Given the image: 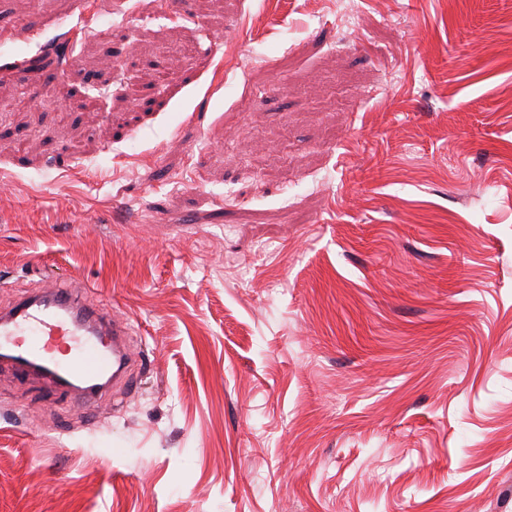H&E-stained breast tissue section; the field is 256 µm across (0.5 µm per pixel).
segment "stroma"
<instances>
[{"label": "stroma", "instance_id": "stroma-1", "mask_svg": "<svg viewBox=\"0 0 512 512\" xmlns=\"http://www.w3.org/2000/svg\"><path fill=\"white\" fill-rule=\"evenodd\" d=\"M0 96V305L144 360L0 363V512H512V0H0ZM88 288L29 292L0 311V351H9L14 372L69 392L85 407L105 398L112 384L126 385L132 360L129 323L90 301Z\"/></svg>", "mask_w": 512, "mask_h": 512}]
</instances>
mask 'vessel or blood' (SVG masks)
<instances>
[{
  "instance_id": "1",
  "label": "vessel or blood",
  "mask_w": 512,
  "mask_h": 512,
  "mask_svg": "<svg viewBox=\"0 0 512 512\" xmlns=\"http://www.w3.org/2000/svg\"><path fill=\"white\" fill-rule=\"evenodd\" d=\"M129 324L89 299L87 286L26 294L0 310V351L23 379H41L91 406L128 382Z\"/></svg>"
}]
</instances>
